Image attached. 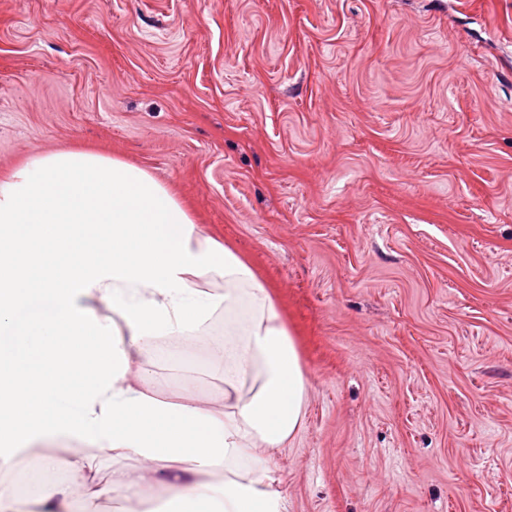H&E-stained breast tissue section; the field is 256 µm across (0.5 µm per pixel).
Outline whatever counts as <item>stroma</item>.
Instances as JSON below:
<instances>
[{
  "instance_id": "obj_1",
  "label": "stroma",
  "mask_w": 512,
  "mask_h": 512,
  "mask_svg": "<svg viewBox=\"0 0 512 512\" xmlns=\"http://www.w3.org/2000/svg\"><path fill=\"white\" fill-rule=\"evenodd\" d=\"M60 149L147 169L268 285L288 512H512V0H0V175Z\"/></svg>"
}]
</instances>
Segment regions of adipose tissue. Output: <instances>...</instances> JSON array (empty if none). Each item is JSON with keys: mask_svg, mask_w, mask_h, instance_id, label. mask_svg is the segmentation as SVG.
<instances>
[{"mask_svg": "<svg viewBox=\"0 0 512 512\" xmlns=\"http://www.w3.org/2000/svg\"><path fill=\"white\" fill-rule=\"evenodd\" d=\"M199 347L224 377L210 399L155 368ZM305 397L254 268L147 170L61 150L0 179V462L74 439L135 461L102 487L80 452L48 458L68 482L35 477L22 496L1 481L0 512H101L111 496L122 512H286L271 453Z\"/></svg>", "mask_w": 512, "mask_h": 512, "instance_id": "obj_1", "label": "adipose tissue"}]
</instances>
